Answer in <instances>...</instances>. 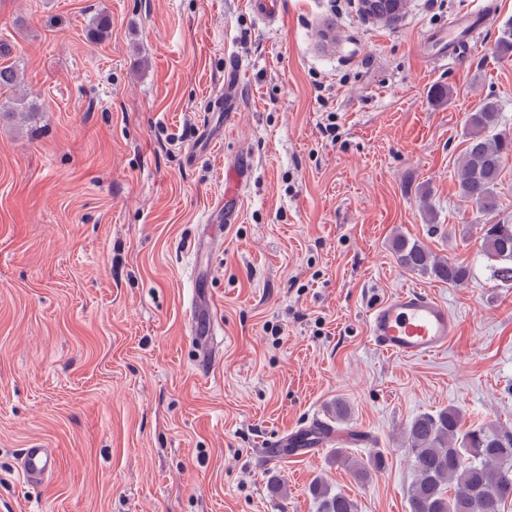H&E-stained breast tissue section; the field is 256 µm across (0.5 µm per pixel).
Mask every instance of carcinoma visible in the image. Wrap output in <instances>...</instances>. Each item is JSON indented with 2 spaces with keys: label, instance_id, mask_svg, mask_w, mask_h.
<instances>
[{
  "label": "carcinoma",
  "instance_id": "1",
  "mask_svg": "<svg viewBox=\"0 0 512 512\" xmlns=\"http://www.w3.org/2000/svg\"><path fill=\"white\" fill-rule=\"evenodd\" d=\"M22 72L0 63V89L21 84ZM38 112L35 104L18 97L0 105V119ZM498 101L484 99L465 121L466 146L458 189L478 211L490 215L499 208L497 185L504 160L512 155V137L499 130ZM481 249L495 280L512 285V224L480 225ZM397 264L438 282L463 286L472 276L469 265L433 254L418 240L398 236L392 242ZM405 446L414 474L408 491V512H505L512 504V431L493 426L465 429L453 407L416 416L405 428ZM309 494L319 512H356L345 493L316 479Z\"/></svg>",
  "mask_w": 512,
  "mask_h": 512
}]
</instances>
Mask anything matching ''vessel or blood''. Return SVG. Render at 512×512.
<instances>
[{
    "label": "vessel or blood",
    "mask_w": 512,
    "mask_h": 512,
    "mask_svg": "<svg viewBox=\"0 0 512 512\" xmlns=\"http://www.w3.org/2000/svg\"><path fill=\"white\" fill-rule=\"evenodd\" d=\"M367 328L372 344L381 352L402 359H418L444 351L457 335L459 323L445 304L426 292L405 287L369 310ZM189 334L198 348L194 361L196 372L208 376L216 359L209 349L215 321L209 291L199 282L192 289ZM370 438V433L362 429L338 431L325 422L315 421L270 443L267 455L275 458L289 448L294 454L313 456L335 444L360 446ZM53 465V453L48 448L23 449L19 458L23 479L37 487L47 482Z\"/></svg>",
    "instance_id": "b4317fda"
}]
</instances>
